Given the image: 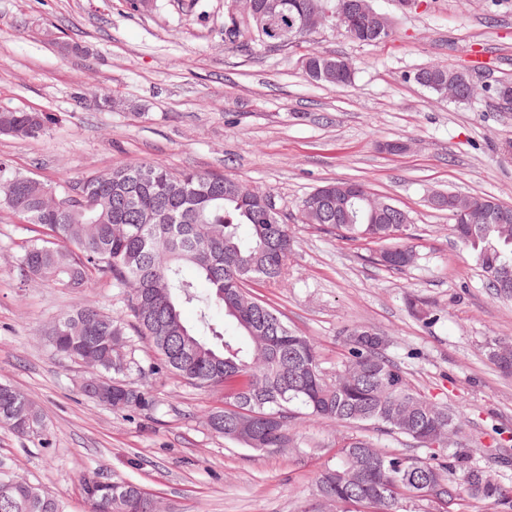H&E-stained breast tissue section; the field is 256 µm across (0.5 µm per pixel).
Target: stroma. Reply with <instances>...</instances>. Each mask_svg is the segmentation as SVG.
Wrapping results in <instances>:
<instances>
[{"instance_id":"stroma-1","label":"stroma","mask_w":512,"mask_h":512,"mask_svg":"<svg viewBox=\"0 0 512 512\" xmlns=\"http://www.w3.org/2000/svg\"><path fill=\"white\" fill-rule=\"evenodd\" d=\"M393 19L387 42L363 44L333 26L313 32L316 51L352 60L346 87L308 79L298 50L224 47V0H0V108L52 119L37 139L0 136V159L47 182L128 163L218 171L270 190L291 218L295 246L277 288L253 284L298 332L312 337L334 371L346 329L385 336L387 354L429 400L464 416L460 441L474 463L512 487V377L489 357L512 343V300L497 298L450 234L433 196L452 191L512 205V0H372ZM467 70L468 103L415 80L427 66ZM400 141L399 153L382 150ZM357 181L409 211L417 260L397 271L376 261L379 244L347 241L296 221L315 188ZM26 224L0 209V383L30 395L48 425V447L0 429V472L42 485L66 512H86L81 478L96 467L154 493L164 512H322L316 477L353 426L297 419L294 442L277 453L225 441L206 425L224 404L163 372L128 374L159 408L115 412L78 394L90 370L63 358L43 331L82 303L121 310L106 282L82 295L26 284L17 265ZM430 302L432 324L412 317L407 295Z\"/></svg>"}]
</instances>
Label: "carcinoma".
<instances>
[{
    "label": "carcinoma",
    "instance_id": "carcinoma-1",
    "mask_svg": "<svg viewBox=\"0 0 512 512\" xmlns=\"http://www.w3.org/2000/svg\"><path fill=\"white\" fill-rule=\"evenodd\" d=\"M224 12V46L246 41L263 50L281 49L258 16L272 12L280 28L294 29L296 46L311 30L301 28L309 14L336 24L345 0H254L252 11ZM368 17L356 16L344 33L359 43L384 42ZM306 76L346 86L355 73L348 59L309 49L302 55ZM49 130L42 112L0 110V135L38 138ZM0 208L33 225L34 236L21 247L18 266L26 280L81 294L104 280L122 290L124 308L104 313L76 305L44 331L55 351L88 359L96 373L78 384L81 395L113 410L154 412L150 392L115 378L135 370L141 375L173 373L198 388H224V409L207 419L224 440L255 451L275 452L293 440L295 410L316 419L370 425L386 434L404 435L430 449L425 458L407 457L375 447L364 436L350 437L322 466L315 482L320 499L339 512H404L407 501L425 502L436 512H452L462 495L492 512H512V489L471 462L462 444L439 446L459 431L462 416L413 390L373 332L362 325L346 331L347 355L329 374L312 338L291 329L280 314L253 296L250 284L284 283L295 244L282 212H267L275 199L239 179L216 172H174L161 163H130L106 172H89L70 181L48 183L14 170L0 160ZM366 192L356 182L338 181L315 189L301 203L297 222L313 224L342 238L399 244L380 252V265L402 270L417 259L405 243L411 217L385 209L372 216L355 201L344 219L348 189ZM450 231L470 249L495 294L512 297V218L505 224H452ZM191 268L205 280L200 292L185 275ZM183 306L197 308L195 324L186 323ZM409 311L430 324L428 302L411 296ZM224 310L232 335L213 321ZM147 338L156 358L142 367L126 350L128 330ZM0 428L18 437L47 441L38 405L24 392L0 384ZM82 491L89 512H132L139 498H157L132 482H116L94 469L84 474ZM0 512H62L43 487L23 482L22 490L0 494Z\"/></svg>",
    "mask_w": 512,
    "mask_h": 512
}]
</instances>
